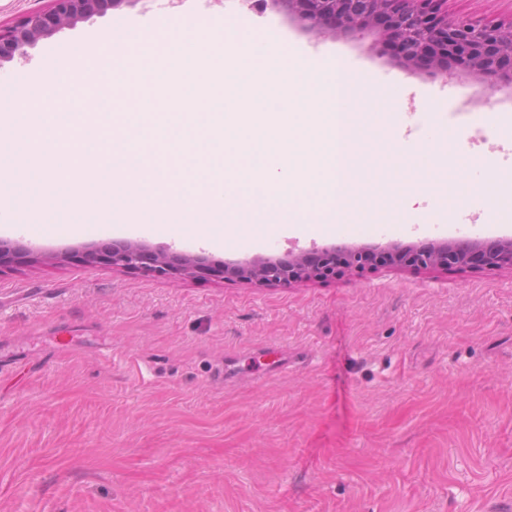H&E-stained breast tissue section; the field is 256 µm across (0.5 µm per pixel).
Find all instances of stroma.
Returning <instances> with one entry per match:
<instances>
[{"label": "stroma", "instance_id": "stroma-1", "mask_svg": "<svg viewBox=\"0 0 512 512\" xmlns=\"http://www.w3.org/2000/svg\"><path fill=\"white\" fill-rule=\"evenodd\" d=\"M219 16L299 60L338 55L398 84L392 110L417 127L468 116L459 155L480 125L512 143V86L485 98L454 71L406 75L378 36L307 33L261 0H127L1 62L0 92L55 65L52 109L82 112L114 70ZM448 17L507 26L512 0H448ZM116 26L143 30L136 56L106 42L69 60ZM495 167L469 170L479 192L458 210L406 197L396 223L226 246L128 224L24 232L0 212V238L36 256L0 270V512H512V270L386 266L279 286L212 273L315 246L512 239L495 214L512 160ZM120 241L211 267L172 276L84 256Z\"/></svg>", "mask_w": 512, "mask_h": 512}]
</instances>
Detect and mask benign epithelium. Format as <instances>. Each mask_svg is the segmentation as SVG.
<instances>
[{"label": "benign epithelium", "instance_id": "obj_1", "mask_svg": "<svg viewBox=\"0 0 512 512\" xmlns=\"http://www.w3.org/2000/svg\"><path fill=\"white\" fill-rule=\"evenodd\" d=\"M128 0H50L47 10H34L20 23L0 29V61L27 54L37 40L79 21H88ZM283 10L301 28L315 35L336 32L361 36L379 32L400 60L415 68L451 61L479 84V93L499 80L512 84V25H474L448 20V0H264ZM320 261L308 264L306 252L286 259L258 257L216 273L231 272L241 280L280 285L315 279H336L366 265L447 269L454 266L512 269V240L462 239L385 250L365 246H333L317 251ZM25 257L20 246L0 239V268ZM95 258L128 269L176 274L200 268L205 257L167 250L155 252L143 244L114 243Z\"/></svg>", "mask_w": 512, "mask_h": 512}]
</instances>
